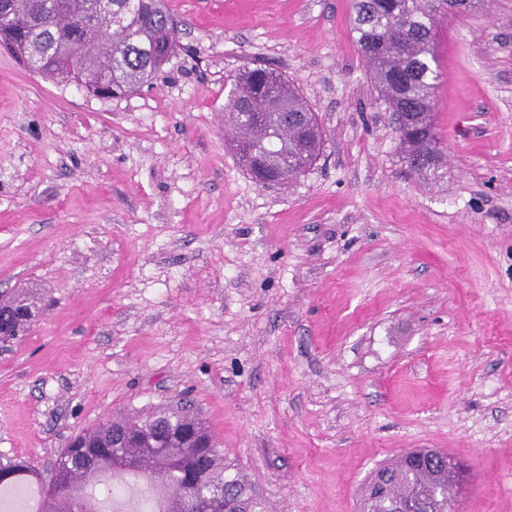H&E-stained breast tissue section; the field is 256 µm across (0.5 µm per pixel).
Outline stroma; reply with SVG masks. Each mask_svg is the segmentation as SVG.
<instances>
[{
	"label": "stroma",
	"instance_id": "1",
	"mask_svg": "<svg viewBox=\"0 0 512 512\" xmlns=\"http://www.w3.org/2000/svg\"><path fill=\"white\" fill-rule=\"evenodd\" d=\"M354 0H166L183 51L102 99L0 48V455L46 464L107 416L185 403L264 512H361L412 448L463 463L459 512H512V0L438 11L445 177L402 165ZM269 62L325 133L255 182L230 79ZM38 312L34 297L27 294L0 296V340H19L31 325ZM4 316L5 318H1ZM3 335V336H2Z\"/></svg>",
	"mask_w": 512,
	"mask_h": 512
}]
</instances>
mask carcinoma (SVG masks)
I'll use <instances>...</instances> for the list:
<instances>
[{
    "instance_id": "carcinoma-1",
    "label": "carcinoma",
    "mask_w": 512,
    "mask_h": 512,
    "mask_svg": "<svg viewBox=\"0 0 512 512\" xmlns=\"http://www.w3.org/2000/svg\"><path fill=\"white\" fill-rule=\"evenodd\" d=\"M112 13L95 0H11L0 13V45L23 68L46 79L73 83L91 94L104 84L120 94L152 84L180 47L179 28L165 0H112ZM352 31L370 66V78L386 109L406 112L399 133L408 170L421 182L441 178L433 123L437 23L429 0H356ZM261 121L254 120L255 114ZM224 129L240 164L261 156L284 181L304 175L323 152L324 132L299 89L281 72L257 64L234 76L224 104ZM38 312L27 294L0 296V340L20 339ZM380 468L388 473L378 488L364 489L367 512H387L392 503L419 499L425 512H456L459 491L448 482V458L406 457ZM129 471L144 501L159 500L149 512H186L201 492L235 501L234 512H261L245 483L224 477V454L204 421L178 405L154 407L130 417H113L80 430L50 468L33 460L0 459V485L34 478L43 499L38 512H98L88 488L100 478Z\"/></svg>"
}]
</instances>
